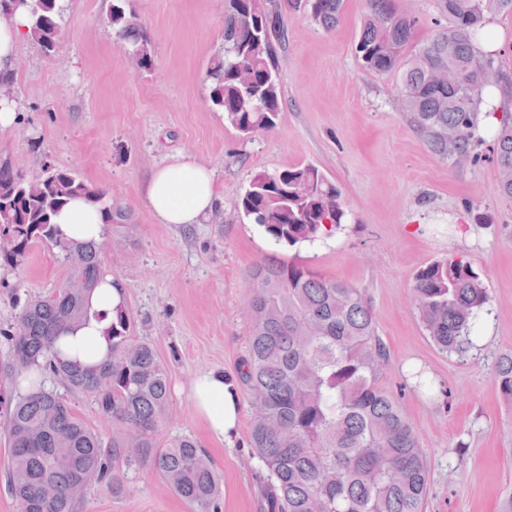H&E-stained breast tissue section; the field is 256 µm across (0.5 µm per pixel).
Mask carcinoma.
<instances>
[{"mask_svg": "<svg viewBox=\"0 0 512 512\" xmlns=\"http://www.w3.org/2000/svg\"><path fill=\"white\" fill-rule=\"evenodd\" d=\"M224 46L206 69L212 105L243 135L276 126L281 112L279 50L286 43L284 16L305 10L326 30L339 22L343 0H225ZM445 22L416 39L417 21L392 0H369L354 52L362 66L398 80L400 109L430 151L451 161L458 153L476 164L477 147L491 138L498 195L512 199V113L479 130L482 104L465 111L461 89L438 87L431 74L451 67L467 77L498 72L492 86L507 92L512 79L484 30L489 15L511 14L512 0H437ZM30 40L46 54L61 38L60 0H23ZM124 52L142 70L153 68L150 40L130 0H106L104 18ZM460 129L448 142L444 131ZM82 194L99 205L107 223L125 212L112 196L70 169L45 163L43 174L25 178L0 165V233L21 247L0 253L5 267L21 265L28 246L44 242L80 255L67 281L28 301L9 334V359L0 365L3 413L11 466L8 490L17 512H74L88 477L114 493L124 483L111 460L156 470L198 512H218L220 475L189 439L168 448L155 435L171 399L170 376L154 347L133 336L122 308L107 332L105 361L89 366L58 347L87 319L88 297L107 275L102 244L61 238L53 217L68 198ZM243 216L277 242L313 243L342 228L348 211L341 188L312 165L257 175L239 201ZM251 326L240 376L253 395L251 443L268 470L265 512H422L429 478L423 448L398 400L379 384L389 354L377 334L372 309L354 285L324 280L305 266L265 259L249 274ZM420 320L441 350L464 355L490 301L482 273L450 256L434 260L414 277ZM59 378L93 397L112 436L89 428L67 402L42 383ZM29 381L28 391L13 389ZM494 381L512 403V354L498 358Z\"/></svg>", "mask_w": 512, "mask_h": 512, "instance_id": "obj_1", "label": "carcinoma"}]
</instances>
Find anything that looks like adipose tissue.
Here are the masks:
<instances>
[{
	"mask_svg": "<svg viewBox=\"0 0 512 512\" xmlns=\"http://www.w3.org/2000/svg\"><path fill=\"white\" fill-rule=\"evenodd\" d=\"M29 23L16 14L12 23L0 24V129L12 127L17 114L10 94L14 86V61L19 43L27 38ZM143 197L154 217L162 224H196L212 214L221 194L211 171L190 160L164 165L152 172L142 188ZM60 234L71 240L102 241L105 216L86 198L69 200L54 217ZM90 316L86 324L68 335L66 353L81 363L94 364L105 358L109 344L106 333L116 309L125 304V294L112 278H104L89 296ZM191 396L197 413L216 439L237 433L240 406L231 380L218 371L195 377Z\"/></svg>",
	"mask_w": 512,
	"mask_h": 512,
	"instance_id": "1",
	"label": "adipose tissue"
}]
</instances>
